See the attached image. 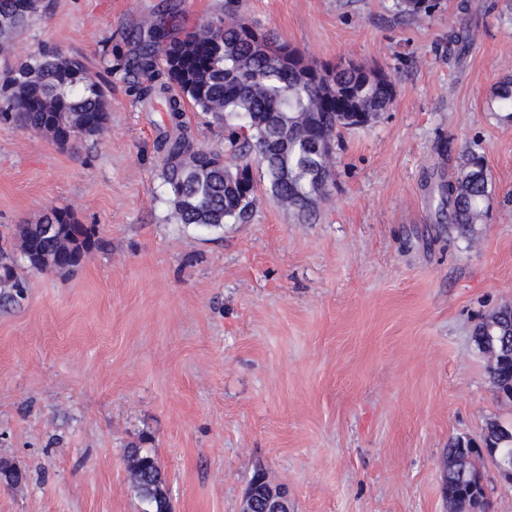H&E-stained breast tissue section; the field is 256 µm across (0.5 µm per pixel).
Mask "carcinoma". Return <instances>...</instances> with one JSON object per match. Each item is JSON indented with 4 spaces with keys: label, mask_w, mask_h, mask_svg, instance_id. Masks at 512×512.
<instances>
[{
    "label": "carcinoma",
    "mask_w": 512,
    "mask_h": 512,
    "mask_svg": "<svg viewBox=\"0 0 512 512\" xmlns=\"http://www.w3.org/2000/svg\"><path fill=\"white\" fill-rule=\"evenodd\" d=\"M401 15L419 18L425 0H397ZM41 0H0V52L10 36L39 12ZM158 29L145 21L138 31L140 48L127 66H111L139 78L141 99H159L166 130L157 141L159 177L167 202L181 224L217 227L242 222L258 200L248 155L260 159L265 192L276 204L312 215L335 186L336 142L341 131L359 125L351 111L379 114L390 110L395 87L380 70H343L312 63L295 48L267 35L257 39L247 24L227 13L217 15L182 39L155 46ZM501 119L512 122V77L493 91ZM202 112L227 131L224 147L196 145L185 125L186 107ZM0 119L44 132L55 141L71 134L80 139L101 135L108 121V101L101 84L83 63L58 48L28 56L0 81ZM492 179L484 157L465 158L457 178L437 186L435 214L451 224L457 236L471 241L483 223ZM20 253L32 271L61 273L80 266L100 246L96 229L81 224L68 208L51 207L35 224L15 229ZM15 260L0 251V284L12 298L23 295ZM474 330L482 353L497 351L489 375L504 402L512 403V307L494 311ZM133 488L142 512H171L167 475L150 448H130ZM512 467V424L493 421L481 435V446L456 437L444 454L447 472L443 495L456 512H486L487 494L480 465L484 458Z\"/></svg>",
    "instance_id": "obj_1"
}]
</instances>
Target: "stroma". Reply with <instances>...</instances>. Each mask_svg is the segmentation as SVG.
<instances>
[{"label": "stroma", "instance_id": "35a3bbf8", "mask_svg": "<svg viewBox=\"0 0 512 512\" xmlns=\"http://www.w3.org/2000/svg\"><path fill=\"white\" fill-rule=\"evenodd\" d=\"M240 0L259 32L311 62L383 71L395 101L345 131L316 216L260 195L248 218L176 223L159 178L164 114L110 62L142 20L180 36L227 0H43L0 73L43 45L104 84L108 129L78 147L0 121V235L49 207L95 225L73 272L18 266L0 297V512H140L128 450L149 436L172 512H240L255 469L292 512H449L443 454L512 419L473 340L512 307V0ZM469 34L466 49L449 42ZM492 175L474 241L436 221L437 184L467 153ZM498 111L504 122H512V77L505 78L493 91Z\"/></svg>", "mask_w": 512, "mask_h": 512}]
</instances>
